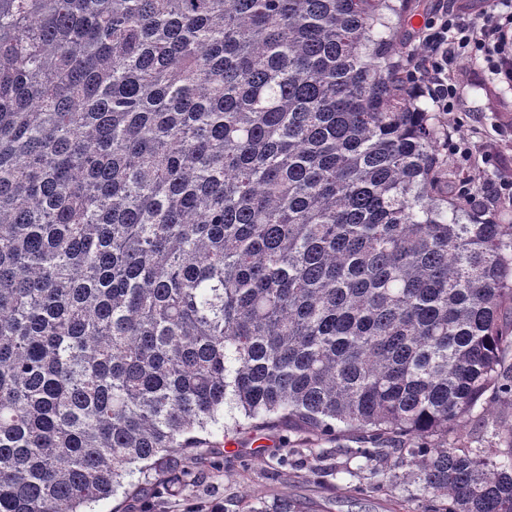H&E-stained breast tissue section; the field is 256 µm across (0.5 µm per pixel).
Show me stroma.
Instances as JSON below:
<instances>
[{
	"label": "stroma",
	"mask_w": 512,
	"mask_h": 512,
	"mask_svg": "<svg viewBox=\"0 0 512 512\" xmlns=\"http://www.w3.org/2000/svg\"><path fill=\"white\" fill-rule=\"evenodd\" d=\"M440 0H410L402 17L393 19V39L403 54L422 48L420 30ZM459 89L455 112L436 113V124L452 138L469 141L471 169L482 183L499 184L512 177V85L493 77L481 57L458 62ZM497 154V165L484 163V152ZM481 409L458 428L448 442L457 448H501L499 426L512 425V403L487 392ZM493 409L495 419L484 417ZM354 437L308 440L283 426L246 429L211 437L209 446L177 461L186 477L177 492H168L155 472L133 477L138 493H120L99 501L94 512H186L190 505L223 504V512H241L242 497L251 494L263 512H278L289 502L293 512H426L429 502L417 484L403 480L376 483L362 469L353 450Z\"/></svg>",
	"instance_id": "stroma-1"
}]
</instances>
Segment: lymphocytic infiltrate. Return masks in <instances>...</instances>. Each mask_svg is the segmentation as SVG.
<instances>
[{"label":"lymphocytic infiltrate","instance_id":"f902f5d3","mask_svg":"<svg viewBox=\"0 0 512 512\" xmlns=\"http://www.w3.org/2000/svg\"><path fill=\"white\" fill-rule=\"evenodd\" d=\"M422 39L423 56L406 60L410 93L429 97L436 111L454 110L458 60L465 49L479 51L492 75L512 82V0H490L489 9L470 21L461 8H440Z\"/></svg>","mask_w":512,"mask_h":512}]
</instances>
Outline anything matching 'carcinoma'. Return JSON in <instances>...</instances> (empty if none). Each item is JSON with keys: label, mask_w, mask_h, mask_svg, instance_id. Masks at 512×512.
I'll use <instances>...</instances> for the list:
<instances>
[{"label": "carcinoma", "mask_w": 512, "mask_h": 512, "mask_svg": "<svg viewBox=\"0 0 512 512\" xmlns=\"http://www.w3.org/2000/svg\"><path fill=\"white\" fill-rule=\"evenodd\" d=\"M407 6L0 0V512H87L245 424L512 512V427L448 447L512 395V224L443 187ZM481 407L493 409L498 417V426L483 416ZM501 425H512V405L500 399L495 392H487L473 415L458 428L448 432V444L456 448H502L504 439L498 434Z\"/></svg>", "instance_id": "obj_1"}]
</instances>
